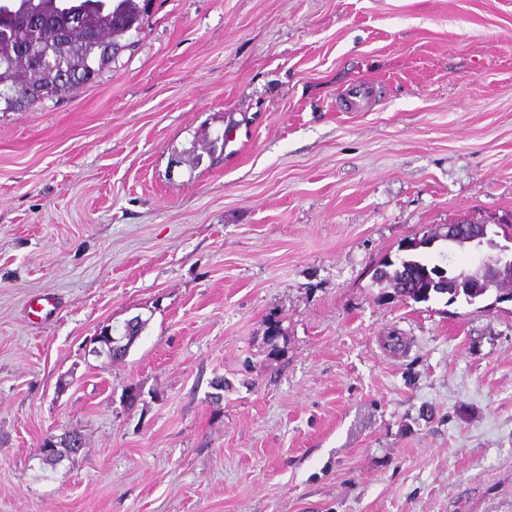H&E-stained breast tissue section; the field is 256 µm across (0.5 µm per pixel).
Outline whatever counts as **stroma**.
<instances>
[{"mask_svg": "<svg viewBox=\"0 0 512 512\" xmlns=\"http://www.w3.org/2000/svg\"><path fill=\"white\" fill-rule=\"evenodd\" d=\"M510 213L512 0H156L0 112V512H512V302L373 277Z\"/></svg>", "mask_w": 512, "mask_h": 512, "instance_id": "stroma-1", "label": "stroma"}]
</instances>
